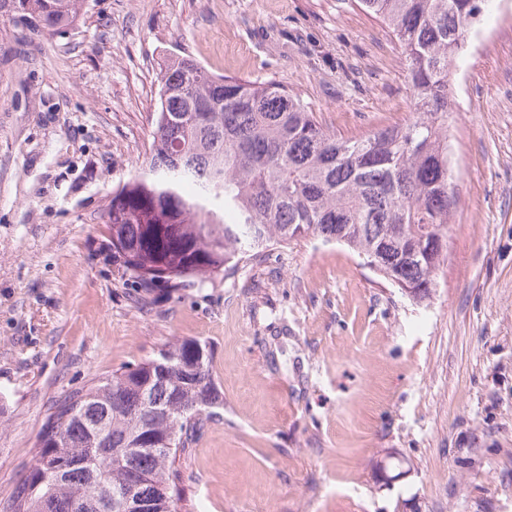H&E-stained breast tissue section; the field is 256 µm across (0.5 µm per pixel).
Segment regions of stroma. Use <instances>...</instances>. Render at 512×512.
I'll return each instance as SVG.
<instances>
[{
  "label": "stroma",
  "instance_id": "obj_1",
  "mask_svg": "<svg viewBox=\"0 0 512 512\" xmlns=\"http://www.w3.org/2000/svg\"><path fill=\"white\" fill-rule=\"evenodd\" d=\"M287 87L345 137L413 110L401 50L344 0H87L0 21V512L65 391L206 343L224 407L182 460L187 512H512V0L457 64L448 262L417 303L310 235L139 307L102 215L152 140L160 62ZM393 454L408 476L375 484ZM85 0H0L1 22L38 35H53L74 27Z\"/></svg>",
  "mask_w": 512,
  "mask_h": 512
}]
</instances>
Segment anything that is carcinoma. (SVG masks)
<instances>
[{
  "instance_id": "obj_1",
  "label": "carcinoma",
  "mask_w": 512,
  "mask_h": 512,
  "mask_svg": "<svg viewBox=\"0 0 512 512\" xmlns=\"http://www.w3.org/2000/svg\"><path fill=\"white\" fill-rule=\"evenodd\" d=\"M392 33L414 112L400 126L344 138L273 81L217 75L189 58L160 68L145 166L105 210L112 265L141 307L157 288L202 285L259 250L315 235L348 247L422 302L448 260L459 199L448 164L451 66L493 0H352ZM85 0H0V20L38 35L74 27ZM224 407L211 352L174 340L157 354L53 401L38 468L10 512H177L181 458Z\"/></svg>"
}]
</instances>
